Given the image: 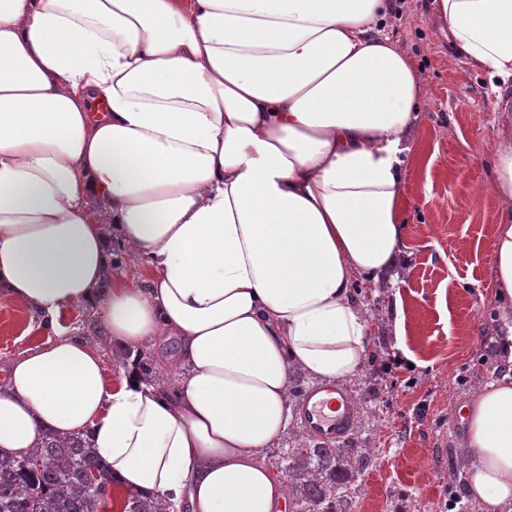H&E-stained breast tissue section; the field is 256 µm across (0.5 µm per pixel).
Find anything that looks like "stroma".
Returning a JSON list of instances; mask_svg holds the SVG:
<instances>
[{
  "instance_id": "obj_1",
  "label": "stroma",
  "mask_w": 512,
  "mask_h": 512,
  "mask_svg": "<svg viewBox=\"0 0 512 512\" xmlns=\"http://www.w3.org/2000/svg\"><path fill=\"white\" fill-rule=\"evenodd\" d=\"M430 2L395 0L388 23L424 73L416 132L423 161L404 187L412 211L398 284L359 303L374 329L372 347L398 363L389 371L364 365L346 383L358 411L349 445L368 463L352 512H452L451 501L468 503L464 477L453 472L465 457L459 409L501 372L491 314L497 206L475 194L493 155L492 101L483 77H464L466 62L450 51ZM397 299L407 357L391 330ZM48 339L30 309L0 301V367Z\"/></svg>"
}]
</instances>
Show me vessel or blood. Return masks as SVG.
<instances>
[{
	"mask_svg": "<svg viewBox=\"0 0 512 512\" xmlns=\"http://www.w3.org/2000/svg\"><path fill=\"white\" fill-rule=\"evenodd\" d=\"M357 406L347 387L318 384L303 395L299 418L307 434L332 447L344 441L354 428Z\"/></svg>",
	"mask_w": 512,
	"mask_h": 512,
	"instance_id": "b4317fda",
	"label": "vessel or blood"
}]
</instances>
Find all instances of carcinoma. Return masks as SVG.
<instances>
[{"label": "carcinoma", "mask_w": 512, "mask_h": 512, "mask_svg": "<svg viewBox=\"0 0 512 512\" xmlns=\"http://www.w3.org/2000/svg\"><path fill=\"white\" fill-rule=\"evenodd\" d=\"M292 512H349L352 487L364 470L345 448L298 440L281 456ZM108 471L106 460L81 434L49 435L42 446L0 457V512H88L89 475ZM126 512H170L162 499L128 494Z\"/></svg>", "instance_id": "1"}]
</instances>
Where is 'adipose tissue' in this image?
I'll list each match as a JSON object with an SVG mask.
<instances>
[{
    "instance_id": "ef3b65f1",
    "label": "adipose tissue",
    "mask_w": 512,
    "mask_h": 512,
    "mask_svg": "<svg viewBox=\"0 0 512 512\" xmlns=\"http://www.w3.org/2000/svg\"><path fill=\"white\" fill-rule=\"evenodd\" d=\"M496 99L492 284L506 371L464 446L480 512H512V0H432ZM391 0H0V296L51 335L0 372V456L85 433L115 485L191 512H281L261 461L295 371L355 378L358 285H394L424 78ZM143 281L112 279L111 249ZM101 307L130 347L174 338L172 388L58 316ZM115 258L112 257V253L110 254L109 260H108V267L107 272L104 275V278L101 283V287H105L107 283L109 282L112 272L119 268L122 264H120V258L121 253L118 252L114 254ZM118 275H121L123 278L132 281V282H139L141 281L145 276V270L138 258L131 254H126L123 258V265L119 269ZM89 308L77 306L70 309H66L59 319L60 321V328L62 329V332L69 335H76V336H82L86 339L90 340L91 342L95 343L92 344L94 346L100 345L102 347L101 355L104 362V367L106 371V379L109 384H114V382L117 381L118 377V366H120L119 362L121 363L124 360L123 355L120 356L119 362L117 358V353L119 352V349L121 348L122 344L116 340H112V336H109L107 333V328L105 325V322L103 320V317L101 316V312L99 310V307L94 308L92 311H97L98 315L101 316V320L104 323V331L103 335L106 336L103 339L102 335H97L96 338L93 336L92 332L90 330H96L98 328V324L95 323V320H90V329L87 328L85 324L86 320V313ZM103 342H107L106 346H102Z\"/></svg>"
}]
</instances>
